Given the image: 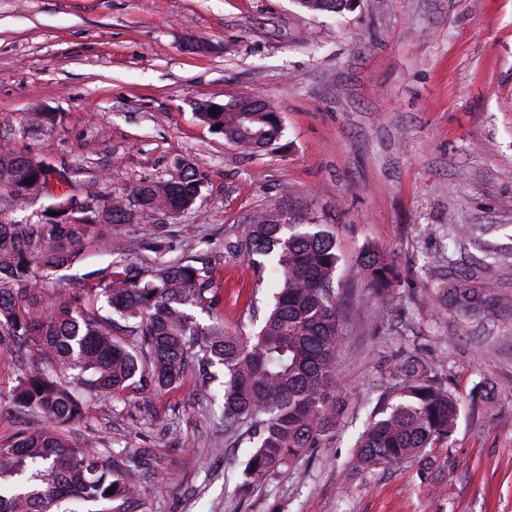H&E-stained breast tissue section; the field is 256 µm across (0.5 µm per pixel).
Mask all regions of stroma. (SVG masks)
Returning <instances> with one entry per match:
<instances>
[{
  "instance_id": "1",
  "label": "stroma",
  "mask_w": 512,
  "mask_h": 512,
  "mask_svg": "<svg viewBox=\"0 0 512 512\" xmlns=\"http://www.w3.org/2000/svg\"><path fill=\"white\" fill-rule=\"evenodd\" d=\"M240 97L279 112L281 150L242 155L196 114ZM38 108L54 126L25 130ZM1 146L65 166L81 199L194 163L201 194L165 225L164 257L209 263L229 331L269 299L245 257L254 216L283 208L336 238V382L350 407L335 439L247 479L248 446L225 438L193 377L102 399L66 432L114 470L141 458L133 512H512V0H355L340 14L296 0H0ZM160 223L144 211L126 225L121 263L108 240L85 242L49 296L125 273ZM369 244L401 273L385 299L358 264ZM461 270L494 290L481 320L437 292ZM412 353L463 401L439 467L354 468L390 365ZM31 360L0 354V443L40 424L10 401ZM478 385L488 398L475 404Z\"/></svg>"
}]
</instances>
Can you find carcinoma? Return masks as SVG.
I'll use <instances>...</instances> for the list:
<instances>
[{"mask_svg": "<svg viewBox=\"0 0 512 512\" xmlns=\"http://www.w3.org/2000/svg\"><path fill=\"white\" fill-rule=\"evenodd\" d=\"M351 3L299 0L311 12L339 13ZM266 107L260 103L246 120L238 112L214 114L210 104L200 103L197 115L253 155L274 149L282 137V126ZM54 122L52 112H32L26 127L47 129ZM174 167L177 175L145 178L126 197L78 202L70 210L61 207L71 199L63 192L37 221H18L12 215L26 208L31 191L51 180L68 186L71 179L64 168L0 149V351L36 354L17 379L12 404L41 418L39 427L0 444V512H50L62 501L104 502L105 512H128L141 498L137 463L115 473L63 427L81 419L91 400L145 386L173 391L189 373L221 408L224 435L252 444L246 473L253 477L278 473L336 435L345 411L335 374L339 258L324 224H304L273 208L248 226V261L258 276L268 277L272 294L263 317L253 312L247 335L224 330L218 317L200 324L196 312L208 314L220 300L212 270L204 262L165 260L156 242L148 251L157 257L143 273L104 277L88 291L41 305L45 285L36 267L73 263L95 233L113 236L112 253L122 256L121 230L138 212L192 209L200 194L196 170L183 160ZM359 265L373 294L398 286L395 267L380 251L365 247ZM439 291L465 318L486 316L496 302L490 286L468 276ZM118 319L132 336L130 346L114 337ZM394 373V391L356 442L357 469L411 461L431 468L433 450L448 443L460 416L459 398L422 357H405Z\"/></svg>", "mask_w": 512, "mask_h": 512, "instance_id": "cac0c4a2", "label": "carcinoma"}]
</instances>
